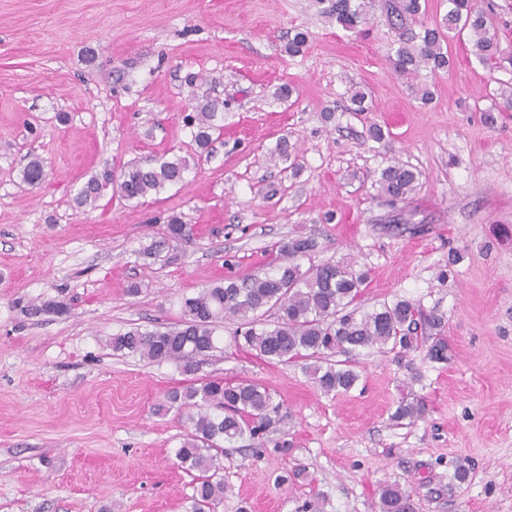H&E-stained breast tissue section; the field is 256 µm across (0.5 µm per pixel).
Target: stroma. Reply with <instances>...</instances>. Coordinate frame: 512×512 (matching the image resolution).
Here are the masks:
<instances>
[{"mask_svg":"<svg viewBox=\"0 0 512 512\" xmlns=\"http://www.w3.org/2000/svg\"><path fill=\"white\" fill-rule=\"evenodd\" d=\"M394 39L383 0L359 33L311 0H0V512H183L185 422L155 406L190 378L107 339L176 324L184 298L263 273L270 246L297 236L317 239V261L367 271L363 308L410 299L441 317L447 358L362 351L357 387L324 396L299 365L238 351L224 321L200 376L266 384L292 446L225 445L217 512H379L393 481L416 512H512V60L480 64L466 34L448 70L407 79ZM356 85L360 117L343 109ZM206 99L225 104L224 131L201 150L183 117ZM283 136L298 176L267 159ZM179 156L190 167L160 194L74 204L104 170ZM34 158L46 178L32 187ZM394 159L421 176L392 208L376 181ZM397 213L419 232L396 230ZM172 216L191 241H165ZM35 299L70 313L28 316ZM404 392L421 418L394 419Z\"/></svg>","mask_w":512,"mask_h":512,"instance_id":"1","label":"stroma"}]
</instances>
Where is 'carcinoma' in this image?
I'll list each match as a JSON object with an SVG mask.
<instances>
[{"mask_svg": "<svg viewBox=\"0 0 512 512\" xmlns=\"http://www.w3.org/2000/svg\"><path fill=\"white\" fill-rule=\"evenodd\" d=\"M320 13L336 21L346 31L367 23L371 0H315ZM389 25L396 31L395 70L403 76H417L421 68L433 72L448 68V55L442 41L446 33L472 34L474 55L490 65L503 55L493 17L478 9L472 0H448V12L441 22L412 29L421 14L420 0H386ZM219 103L207 100L185 117L192 137L201 150L209 147L211 131L217 129ZM186 160H160L151 166H127L116 183V190L127 200H140L158 194L183 181ZM46 178L43 162L35 158L24 168L23 181L31 186ZM419 174L410 166L393 161L377 179L381 197L395 206L405 203L416 191ZM112 183V172L91 177L76 198L80 208L94 207L102 192ZM166 237L189 241L188 225L174 216L166 225ZM318 241L311 237L282 239L269 250L267 271L261 276H228L184 300L180 323L164 329L133 327L108 339L112 352L136 354L151 362H174L183 373L195 375L213 353L222 350L216 335L226 317H234L238 327L235 347L273 363H302L312 384L324 395L353 389L359 373L348 361L333 360L337 355L360 350H376L402 357L419 348L441 318L424 311L416 303L400 299L362 310L361 298L367 274L353 263H317ZM308 267H303V263ZM27 315L62 316L68 313L62 300L30 302ZM176 411L184 417L188 432L176 458L189 470L202 475L195 479L185 512H215L224 499V478L218 457L224 444L244 437L276 448H288V413L282 402L264 384L251 379L224 381L196 378L186 386L165 393L156 412ZM420 407L403 395L395 411L397 419H415ZM380 512H416L409 491L396 482L379 489Z\"/></svg>", "mask_w": 512, "mask_h": 512, "instance_id": "carcinoma-1", "label": "carcinoma"}]
</instances>
